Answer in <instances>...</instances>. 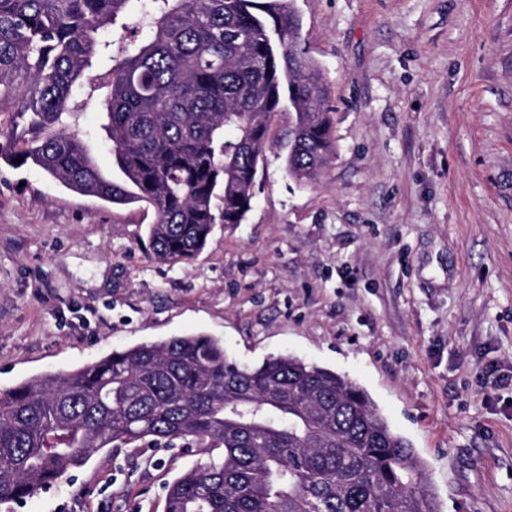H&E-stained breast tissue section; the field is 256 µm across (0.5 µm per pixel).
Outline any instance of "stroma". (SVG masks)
Here are the masks:
<instances>
[{"instance_id": "obj_1", "label": "stroma", "mask_w": 512, "mask_h": 512, "mask_svg": "<svg viewBox=\"0 0 512 512\" xmlns=\"http://www.w3.org/2000/svg\"><path fill=\"white\" fill-rule=\"evenodd\" d=\"M337 153L284 170L270 127L243 223L157 261L141 205L0 161V390L173 336L343 374L424 463L440 512H512V0H295ZM115 443L0 512H163L208 462Z\"/></svg>"}]
</instances>
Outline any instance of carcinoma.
<instances>
[{
    "label": "carcinoma",
    "instance_id": "1",
    "mask_svg": "<svg viewBox=\"0 0 512 512\" xmlns=\"http://www.w3.org/2000/svg\"><path fill=\"white\" fill-rule=\"evenodd\" d=\"M120 25L123 36L100 39ZM293 0H0V159L153 212L161 262L241 224L270 123L293 114L284 169L318 179L336 144ZM105 54L110 66L92 70ZM89 107L95 129L80 126ZM109 148L118 176L94 150ZM191 438L223 449L164 512H438L426 468L353 380L289 356L242 366L216 338L141 343L0 392V503L61 482L102 448Z\"/></svg>",
    "mask_w": 512,
    "mask_h": 512
}]
</instances>
